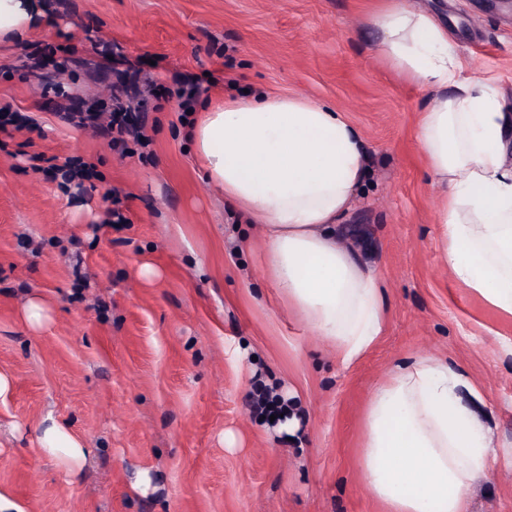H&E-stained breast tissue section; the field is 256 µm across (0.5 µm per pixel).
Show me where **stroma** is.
Returning a JSON list of instances; mask_svg holds the SVG:
<instances>
[{
    "mask_svg": "<svg viewBox=\"0 0 512 512\" xmlns=\"http://www.w3.org/2000/svg\"><path fill=\"white\" fill-rule=\"evenodd\" d=\"M447 25L463 77L481 75L512 113V7L416 0ZM49 23L0 47V104L33 130H0V494L23 512H379L359 468L372 388L419 353L482 391L490 467L470 512H512V315L442 261L438 194L414 136L428 95L378 55L374 0H43ZM71 63H63L65 51ZM198 98L300 94L346 113L366 170L339 245L376 270L387 321L344 369L244 250L247 220L207 182L177 98L149 112L145 159L66 118L127 103L145 78ZM81 158L67 184L37 165ZM125 225L108 224L112 195ZM150 264L152 279L139 269ZM52 319L32 331L26 301ZM266 387L298 428L254 413ZM53 416L89 448L76 477L37 445ZM149 470L148 495L132 488Z\"/></svg>",
    "mask_w": 512,
    "mask_h": 512,
    "instance_id": "35a3bbf8",
    "label": "stroma"
}]
</instances>
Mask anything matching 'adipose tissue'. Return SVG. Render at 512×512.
Wrapping results in <instances>:
<instances>
[{
    "label": "adipose tissue",
    "mask_w": 512,
    "mask_h": 512,
    "mask_svg": "<svg viewBox=\"0 0 512 512\" xmlns=\"http://www.w3.org/2000/svg\"><path fill=\"white\" fill-rule=\"evenodd\" d=\"M36 0H0V45L41 24ZM380 54L428 104L415 124L437 209L442 259L453 276L512 315V114L483 80L460 77L448 29L407 0H382L366 17ZM188 138L209 182L260 226L265 275L284 300L357 363L383 333L380 277L336 242V226L364 178L363 138L345 113L301 95L205 101ZM474 380L418 354L375 386L363 415L360 469L384 512H468L469 487L488 469ZM41 443L71 469L83 440L47 418Z\"/></svg>",
    "instance_id": "adipose-tissue-1"
}]
</instances>
